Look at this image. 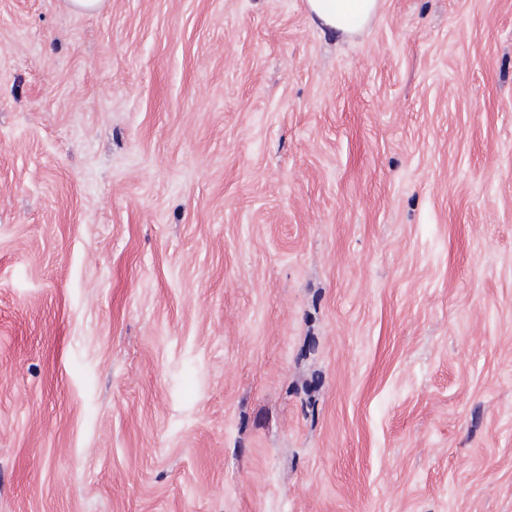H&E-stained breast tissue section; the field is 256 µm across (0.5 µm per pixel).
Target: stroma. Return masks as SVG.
<instances>
[{"label": "stroma", "mask_w": 512, "mask_h": 512, "mask_svg": "<svg viewBox=\"0 0 512 512\" xmlns=\"http://www.w3.org/2000/svg\"><path fill=\"white\" fill-rule=\"evenodd\" d=\"M0 512H512V0H0ZM380 0H306L314 21L344 35H354L369 26Z\"/></svg>", "instance_id": "obj_1"}]
</instances>
